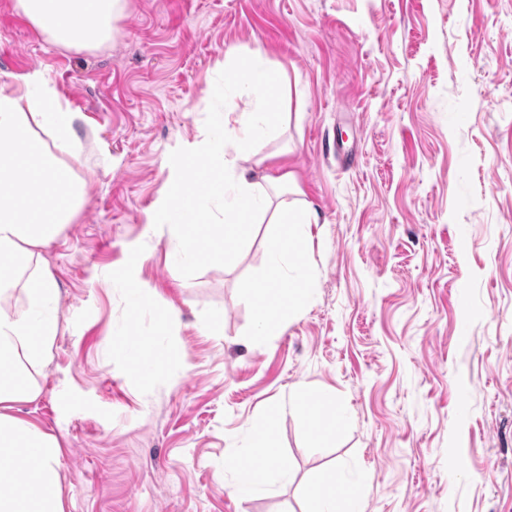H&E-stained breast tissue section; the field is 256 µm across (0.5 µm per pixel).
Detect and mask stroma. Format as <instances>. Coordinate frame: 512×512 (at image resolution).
I'll list each match as a JSON object with an SVG mask.
<instances>
[{
  "label": "stroma",
  "instance_id": "1",
  "mask_svg": "<svg viewBox=\"0 0 512 512\" xmlns=\"http://www.w3.org/2000/svg\"><path fill=\"white\" fill-rule=\"evenodd\" d=\"M256 49L292 87L247 165L317 216L299 248L313 292L265 340L276 225L188 279L148 222L226 55ZM33 71L75 115L88 182L40 250L58 333L37 397L11 409L57 439L65 512H312L336 467L362 512H512V0H127L91 50L0 0V83ZM317 392L345 415L322 442L295 410ZM279 404L288 479L239 496L224 459Z\"/></svg>",
  "mask_w": 512,
  "mask_h": 512
}]
</instances>
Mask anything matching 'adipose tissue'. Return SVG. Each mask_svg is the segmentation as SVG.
<instances>
[{"label": "adipose tissue", "mask_w": 512, "mask_h": 512, "mask_svg": "<svg viewBox=\"0 0 512 512\" xmlns=\"http://www.w3.org/2000/svg\"><path fill=\"white\" fill-rule=\"evenodd\" d=\"M127 0H15L16 9L53 44L71 48L104 43L114 34ZM73 114L56 104L54 91L40 72L0 83V294L23 283L28 309L17 313L0 302V512H64L59 486L60 448L54 437L35 424L15 417L13 403L36 398L37 388L20 365L45 364L57 334V321L46 310L57 297L53 277L33 262L38 249L55 240L72 223L88 190L65 158L73 150ZM317 218L308 208L279 216L280 232L269 245L264 294L255 334L282 335L288 311L297 298L311 294L312 275L294 256L306 229ZM224 469L234 488L248 495L270 486L275 475L267 466L231 455ZM31 471L32 484L18 475ZM342 473L314 490V512H361L355 486L337 493Z\"/></svg>", "instance_id": "1"}]
</instances>
